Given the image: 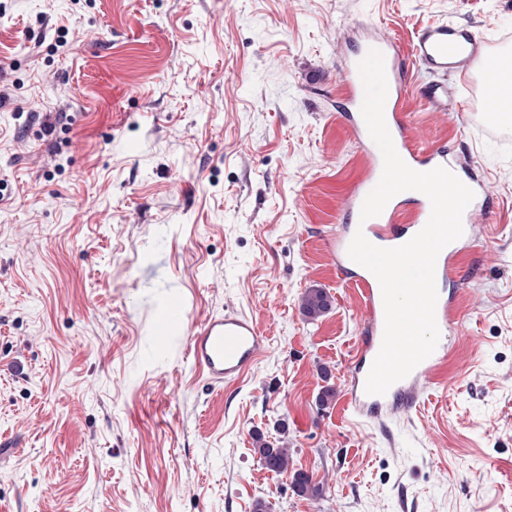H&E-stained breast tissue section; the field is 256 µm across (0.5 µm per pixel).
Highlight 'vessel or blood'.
<instances>
[{
    "instance_id": "b4317fda",
    "label": "vessel or blood",
    "mask_w": 512,
    "mask_h": 512,
    "mask_svg": "<svg viewBox=\"0 0 512 512\" xmlns=\"http://www.w3.org/2000/svg\"><path fill=\"white\" fill-rule=\"evenodd\" d=\"M372 50L379 51L384 57L388 81L384 116L399 156L418 172H428L438 167L454 169L455 164L447 150L433 151L413 145L406 135L401 117V105L407 91L405 61L395 44L373 28L363 30L356 50L345 61L350 73L348 120L362 144L372 151L377 148L361 113L365 89L358 70L359 62ZM489 54L487 43L463 24L444 20L418 30L414 38L413 56L427 79L425 88L430 105L447 108L448 85L444 81L445 76L466 77L473 64ZM413 203L415 213L410 223L398 221L404 202L397 195L387 203L380 215L365 221L362 228L345 225L330 239V246L339 258L340 272L353 280L369 310V318L349 360L347 386L341 402L342 410L362 417L380 418L397 407L414 405L419 395L448 363V346L442 341L429 357L406 378L393 384L385 394L370 395L365 391L368 373L382 344L384 305L378 279L349 258L348 246L359 230L378 247L393 248L406 243L424 228L431 215V202L426 195H417ZM462 259L459 242L444 247L437 258L436 279H446L449 271L458 268ZM185 318L186 303L179 297L171 300L158 316L156 327L164 334L185 327L189 355L209 385L220 387L224 383L240 380L255 367L268 349L267 339L257 322L247 315L228 311L191 326L186 325Z\"/></svg>"
}]
</instances>
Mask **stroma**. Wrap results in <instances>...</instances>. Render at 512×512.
<instances>
[{
  "label": "stroma",
  "mask_w": 512,
  "mask_h": 512,
  "mask_svg": "<svg viewBox=\"0 0 512 512\" xmlns=\"http://www.w3.org/2000/svg\"><path fill=\"white\" fill-rule=\"evenodd\" d=\"M443 19L512 51V0H0V512H512V128L478 75L434 109L409 68L402 105L490 200L442 383L380 423L318 403L368 318L326 244L372 167L344 60L362 24L407 58ZM176 296L194 323L255 317L242 381L158 344ZM259 435L320 496L267 471ZM330 300L323 289L310 288L302 299V309L306 316L318 318L330 309Z\"/></svg>",
  "instance_id": "1"
}]
</instances>
